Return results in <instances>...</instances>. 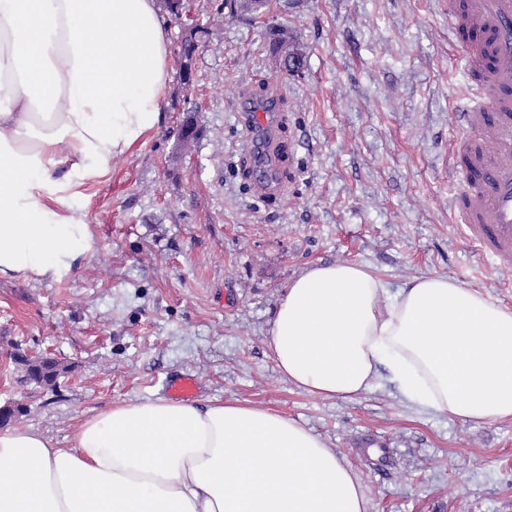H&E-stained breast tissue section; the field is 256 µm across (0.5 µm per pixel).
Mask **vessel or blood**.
<instances>
[{
    "label": "vessel or blood",
    "instance_id": "obj_1",
    "mask_svg": "<svg viewBox=\"0 0 512 512\" xmlns=\"http://www.w3.org/2000/svg\"><path fill=\"white\" fill-rule=\"evenodd\" d=\"M448 30L469 77L454 112L450 209L469 246L512 266V0H448Z\"/></svg>",
    "mask_w": 512,
    "mask_h": 512
}]
</instances>
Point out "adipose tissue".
<instances>
[{
	"label": "adipose tissue",
	"instance_id": "adipose-tissue-1",
	"mask_svg": "<svg viewBox=\"0 0 512 512\" xmlns=\"http://www.w3.org/2000/svg\"><path fill=\"white\" fill-rule=\"evenodd\" d=\"M169 37L157 0H0V280L58 278L95 247L71 211L158 130ZM268 347L308 395L352 399L380 381L466 423L512 421V310L439 274L390 292L357 262L294 278ZM0 512H367L336 449L247 401L117 402L71 445L0 432Z\"/></svg>",
	"mask_w": 512,
	"mask_h": 512
}]
</instances>
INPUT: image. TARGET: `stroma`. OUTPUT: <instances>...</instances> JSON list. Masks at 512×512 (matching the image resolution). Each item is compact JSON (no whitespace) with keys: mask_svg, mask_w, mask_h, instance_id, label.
<instances>
[{"mask_svg":"<svg viewBox=\"0 0 512 512\" xmlns=\"http://www.w3.org/2000/svg\"><path fill=\"white\" fill-rule=\"evenodd\" d=\"M208 35L181 80L183 25L169 33L158 131L81 186L72 205L96 246L58 279L0 280V405L11 421L67 447L80 420L117 402L166 397L198 381L196 401H248L324 438L363 485L368 512H512V421L475 425L425 415L391 388L357 398L305 394L278 371L268 335L304 269L361 262L391 288L448 276L512 309V267L462 240L448 200L458 131L449 87L466 76L441 0H276L232 15L224 0H187ZM281 23L303 57L286 73L268 30ZM282 101L273 126L287 157L265 174L246 153L249 97ZM197 136L183 141L185 126ZM50 357L56 389L26 381L19 356ZM166 389L172 396L190 399L196 394L197 383L195 379L188 374L169 377L166 382Z\"/></svg>","mask_w":512,"mask_h":512,"instance_id":"stroma-1","label":"stroma"}]
</instances>
